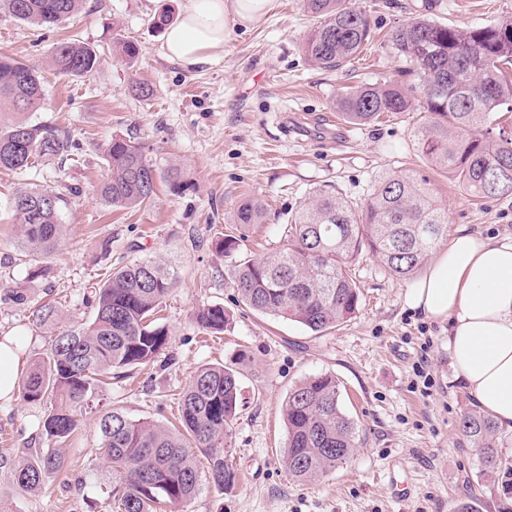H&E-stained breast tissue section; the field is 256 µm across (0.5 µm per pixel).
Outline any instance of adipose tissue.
<instances>
[{
	"mask_svg": "<svg viewBox=\"0 0 512 512\" xmlns=\"http://www.w3.org/2000/svg\"><path fill=\"white\" fill-rule=\"evenodd\" d=\"M276 0H186L162 53L184 68L207 63L233 33L264 23ZM407 308L447 322L457 381L476 406L512 433V235L455 230L408 289Z\"/></svg>",
	"mask_w": 512,
	"mask_h": 512,
	"instance_id": "ef3b65f1",
	"label": "adipose tissue"
}]
</instances>
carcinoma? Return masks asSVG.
I'll return each instance as SVG.
<instances>
[{
    "instance_id": "cac0c4a2",
    "label": "carcinoma",
    "mask_w": 512,
    "mask_h": 512,
    "mask_svg": "<svg viewBox=\"0 0 512 512\" xmlns=\"http://www.w3.org/2000/svg\"><path fill=\"white\" fill-rule=\"evenodd\" d=\"M83 0H0V12L36 25H53L77 14ZM314 20L302 50L325 71L348 67L372 36L371 16L350 0H304ZM397 54L414 77L408 85L354 87L336 100V109L355 126L384 112H420L415 132L427 161L461 181L479 199L512 195V138L490 136L495 114L512 112V20L495 26L460 28L427 16L414 17L391 33ZM112 52L131 64L140 54L137 41L115 33ZM49 62L58 74L84 76L101 62L89 44L63 41ZM44 89L36 67L0 56V168L26 170L39 162L71 155L73 144L54 125L35 122ZM108 177L101 199L118 208H136L155 194L160 174L144 147L121 136L104 150ZM69 194L79 193L76 187ZM67 194V195H69ZM67 195L43 186L19 189L12 201L21 249L34 258L53 254L63 238L62 208ZM265 207L242 200L235 223L260 224ZM446 213L435 205L427 180L401 171L380 176L359 204L332 190H317L289 221L281 248L259 259L242 256L243 239L217 237L219 252L237 257L233 287L252 310L297 322L315 333L347 322L360 296L351 266L367 252L394 277L406 280L445 234ZM173 286L171 273L157 261L131 259L104 282L89 286L91 319L53 341L50 354L36 361L19 380L27 403L46 407L42 435L46 445L17 453L12 463L16 485L26 493L42 490L46 478L65 468L63 448L81 417L103 400L112 379L155 359L169 341L156 314ZM198 326L224 332V307L204 305ZM240 353L231 364L197 370L181 396L183 429L132 419L119 409L99 420L101 447L112 470L104 484L115 512H152V505L174 508L195 496L200 482L196 454L209 463V477L220 489L235 484L227 460L232 430L243 407ZM288 430L282 463L298 481L314 480L344 465L358 448V428L340 404L335 377L304 379L288 391L283 404ZM459 429L475 448L483 475L503 467L498 428L477 410L466 413Z\"/></svg>"
}]
</instances>
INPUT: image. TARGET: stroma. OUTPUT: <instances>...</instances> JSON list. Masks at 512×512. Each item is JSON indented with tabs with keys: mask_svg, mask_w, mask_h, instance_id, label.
<instances>
[{
	"mask_svg": "<svg viewBox=\"0 0 512 512\" xmlns=\"http://www.w3.org/2000/svg\"><path fill=\"white\" fill-rule=\"evenodd\" d=\"M183 0H83L76 16L36 27L0 13V53L36 65L45 97L34 121L56 125L77 149L65 163L45 162L19 172L0 169V337L24 346L23 365L49 354L55 336L89 321L85 294L114 267L134 259L164 261L175 275L160 313L169 342L132 376L113 380L97 412L87 414L65 447L64 470L40 492L19 491L10 463L18 451L40 448L46 409L21 397L0 401V512H114L99 491L106 478L98 418L109 409L169 424L180 397L201 366L224 363L239 351L244 406L228 459L234 486L202 483L185 512H456L471 499L479 512H512V435L500 434L506 462L496 480L459 430L473 408L448 357V325L409 310V281L391 275L371 254L353 265L361 291L357 312L340 327L317 334L301 324L251 310L232 286L234 260L211 241L243 237L260 258L277 248L288 220L315 190H336L360 201L383 173L402 170L429 182L447 214L448 230L465 226L490 236L512 234V196L480 201L432 168L416 148V111L383 115L370 126L348 124L335 107L347 87L399 80L405 62L391 31L427 15L462 28L512 19V0H352L372 11V41L339 72L314 67L302 52L313 20L303 0H277L258 28L237 31L211 63L187 69L162 54L154 22L179 15ZM134 38V65L112 57L114 33ZM98 46L102 62L81 77L56 74L49 63L57 42ZM148 85L135 96L130 86ZM143 143L158 170L179 165L188 187L174 193L159 182L154 198L115 209L96 188L107 176L103 150L113 136ZM30 184L79 188L61 217L65 238L51 257L31 260L17 243L11 199ZM263 201V223L241 226L242 199ZM54 304L52 321L34 310ZM220 304L222 334L196 324L198 307ZM320 374L341 384V404L359 430V447L321 479H293L281 458L287 429L281 408L289 388Z\"/></svg>",
	"mask_w": 512,
	"mask_h": 512,
	"instance_id": "35a3bbf8",
	"label": "stroma"
}]
</instances>
